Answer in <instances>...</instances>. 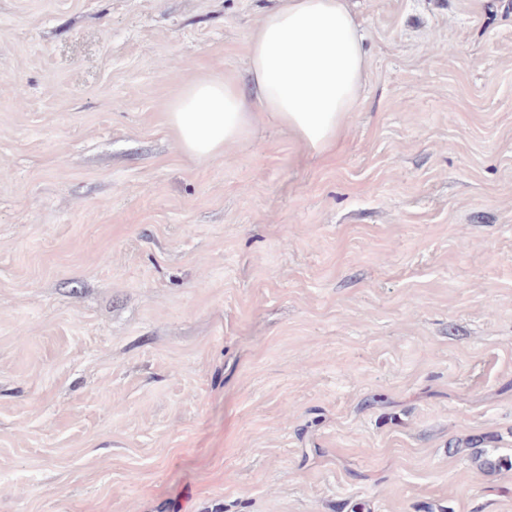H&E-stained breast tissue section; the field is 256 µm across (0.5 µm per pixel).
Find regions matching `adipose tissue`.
I'll return each mask as SVG.
<instances>
[{
	"instance_id": "1",
	"label": "adipose tissue",
	"mask_w": 512,
	"mask_h": 512,
	"mask_svg": "<svg viewBox=\"0 0 512 512\" xmlns=\"http://www.w3.org/2000/svg\"><path fill=\"white\" fill-rule=\"evenodd\" d=\"M362 42L349 0H279L252 34L246 77L194 81L168 122L197 159L246 140L262 117L324 152L358 108L369 70Z\"/></svg>"
}]
</instances>
